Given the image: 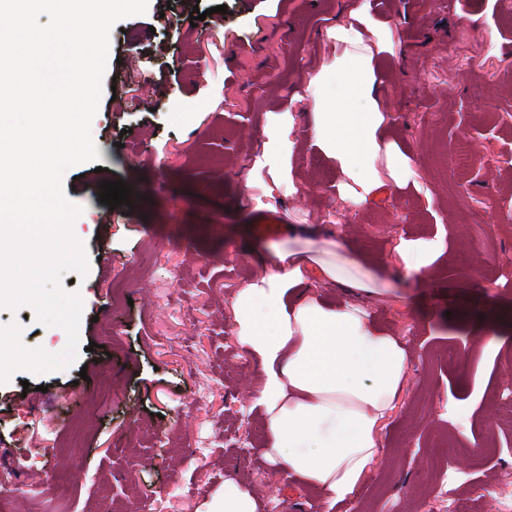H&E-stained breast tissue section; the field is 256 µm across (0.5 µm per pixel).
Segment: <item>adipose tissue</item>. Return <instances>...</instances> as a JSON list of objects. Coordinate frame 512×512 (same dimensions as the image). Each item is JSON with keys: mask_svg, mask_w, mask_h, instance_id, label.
<instances>
[{"mask_svg": "<svg viewBox=\"0 0 512 512\" xmlns=\"http://www.w3.org/2000/svg\"><path fill=\"white\" fill-rule=\"evenodd\" d=\"M375 27L367 14L337 26L334 37L346 49L314 79L311 143L336 162L344 189L360 203L382 187V170L401 181L412 176L382 137L389 117L373 98L376 73L365 43ZM440 251L435 239L402 242L405 276L424 277ZM310 270L367 295L389 285L383 267L340 241L278 244L233 309L238 344L262 370L253 406L268 432L265 455L332 508L354 497L380 455L379 428L401 390L407 351L360 306L301 297L297 287ZM202 512H259V503L228 480Z\"/></svg>", "mask_w": 512, "mask_h": 512, "instance_id": "adipose-tissue-1", "label": "adipose tissue"}]
</instances>
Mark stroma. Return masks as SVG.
I'll return each instance as SVG.
<instances>
[{
  "instance_id": "1",
  "label": "stroma",
  "mask_w": 512,
  "mask_h": 512,
  "mask_svg": "<svg viewBox=\"0 0 512 512\" xmlns=\"http://www.w3.org/2000/svg\"><path fill=\"white\" fill-rule=\"evenodd\" d=\"M362 11L385 139L414 178L356 204L308 131L310 82L345 49L331 33ZM290 116L289 167L254 168ZM91 136L99 160L62 178L83 208L88 270L62 283L83 301L80 349L0 382L7 512H200L228 478L261 512H485L512 494V429L492 421L512 395V0H149L111 30ZM115 180L133 198L112 210L98 194ZM260 208L283 215L278 238L253 235ZM330 237L384 265L392 289L360 302L408 352L379 458L331 511L264 455L262 375L232 312L273 241ZM430 238L442 254L406 279L400 241ZM12 323L24 347L67 343L32 308L0 307Z\"/></svg>"
}]
</instances>
